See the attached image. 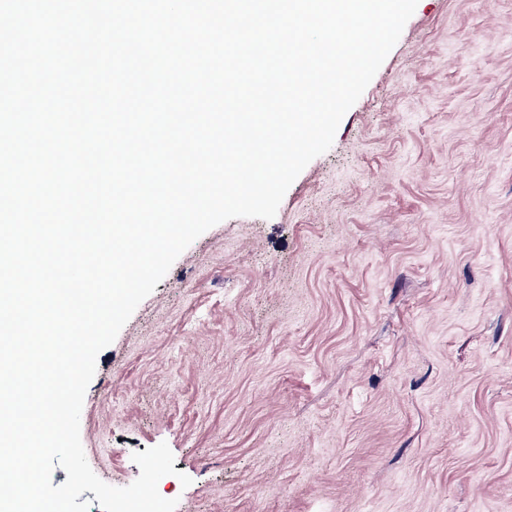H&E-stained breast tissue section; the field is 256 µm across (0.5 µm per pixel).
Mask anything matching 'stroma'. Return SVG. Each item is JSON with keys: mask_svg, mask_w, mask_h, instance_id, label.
Returning <instances> with one entry per match:
<instances>
[{"mask_svg": "<svg viewBox=\"0 0 512 512\" xmlns=\"http://www.w3.org/2000/svg\"><path fill=\"white\" fill-rule=\"evenodd\" d=\"M80 438L116 487L167 443L176 512H512V0H418L276 215L99 353Z\"/></svg>", "mask_w": 512, "mask_h": 512, "instance_id": "35a3bbf8", "label": "stroma"}]
</instances>
